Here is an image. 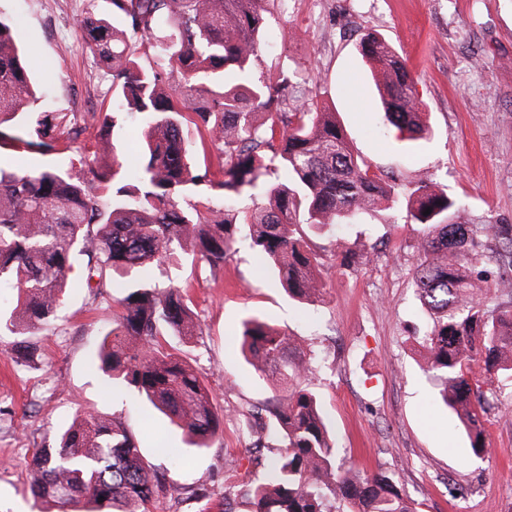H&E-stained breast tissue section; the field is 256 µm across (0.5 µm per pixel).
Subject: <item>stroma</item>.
<instances>
[{"mask_svg": "<svg viewBox=\"0 0 512 512\" xmlns=\"http://www.w3.org/2000/svg\"><path fill=\"white\" fill-rule=\"evenodd\" d=\"M265 7L269 37L255 79L282 70L316 75L319 99L336 111L355 157L394 183L400 197L428 179L460 202V223L512 225V0H267ZM91 8L112 13L109 0H0L42 73L44 110L66 114L82 130L59 134L49 155L2 149L0 165L21 158L79 177L80 155L98 149L92 116L111 111L112 77L74 27ZM368 31L407 59L428 126L424 138L405 139L386 120L360 52ZM299 230L319 261L321 305L288 300L242 236L219 268L189 251L154 272L186 289L201 325V335L178 344L177 354L224 412L223 436L205 450L188 447L161 414L143 422L130 399L106 392L95 358L120 289L70 293L38 337L35 364L15 365L0 342V512H39L28 493L32 453L86 411L131 424L158 479L181 486L178 496L159 498L155 512H205L225 491L245 488L257 470L241 431L245 414L275 393L273 379L256 376L240 353L242 322L251 316L319 356L306 383L329 416L340 457L386 471L416 512H512V402L502 398L512 382L480 381L499 405L483 417L489 448L478 458L422 370L415 338L431 318L413 288L421 226L397 205L328 231ZM348 251L359 254L357 266L339 265ZM162 439L184 449L185 467L159 452Z\"/></svg>", "mask_w": 512, "mask_h": 512, "instance_id": "obj_1", "label": "stroma"}]
</instances>
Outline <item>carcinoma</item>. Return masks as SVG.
Returning a JSON list of instances; mask_svg holds the SVG:
<instances>
[{
    "label": "carcinoma",
    "instance_id": "carcinoma-1",
    "mask_svg": "<svg viewBox=\"0 0 512 512\" xmlns=\"http://www.w3.org/2000/svg\"><path fill=\"white\" fill-rule=\"evenodd\" d=\"M264 0H111L112 18L87 13L75 27L112 76V111L100 118L101 145L83 158L76 180L59 166L0 167V288L15 302L0 313V335L12 336L16 362L30 365L39 346L30 337L48 329L69 292L101 290L117 276L122 296L112 309L98 359L112 391L147 401L183 429L198 449L223 434V412L199 374L166 348L167 337L190 340L200 326L179 287L159 285L154 267L190 250L211 267L224 265L236 224L248 227L257 258L276 272L288 296L324 302L316 254L297 234L299 217L322 231L397 202L394 186L352 153L336 113L317 95L283 105L314 77L282 70L254 80L252 63L266 29ZM141 34L131 42L128 34ZM363 56L379 78L387 121L409 140L425 131L406 60L375 33L363 34ZM167 68L144 64L149 49ZM35 61L15 40V25L0 17V148L18 153L55 150L65 116L38 105ZM140 124L138 163L130 169L110 133L125 114ZM192 124L224 147L221 177L189 162L183 129ZM280 174L272 182L270 174ZM220 193L224 210L201 214L181 201ZM260 196L263 205L238 216L231 202ZM410 224L424 228L414 285L431 325L418 337L425 371L442 403L465 427L470 451L486 453L484 395L475 377H512V301L490 316L479 295L509 288L478 267L492 259L512 265V226L460 224L459 202L423 181L406 203ZM430 214H424L426 209ZM86 257L83 279L72 262ZM242 353L254 374L275 376L273 402L247 423L261 478L242 491L253 512H328V495L347 512H415L384 472L360 473L338 458L318 396L297 382L313 371V352L295 355L288 334L259 317L242 322ZM278 452L262 457L268 441ZM29 491L60 512H151L166 491L144 460L135 433L122 420L77 415L52 444L34 449Z\"/></svg>",
    "mask_w": 512,
    "mask_h": 512
}]
</instances>
